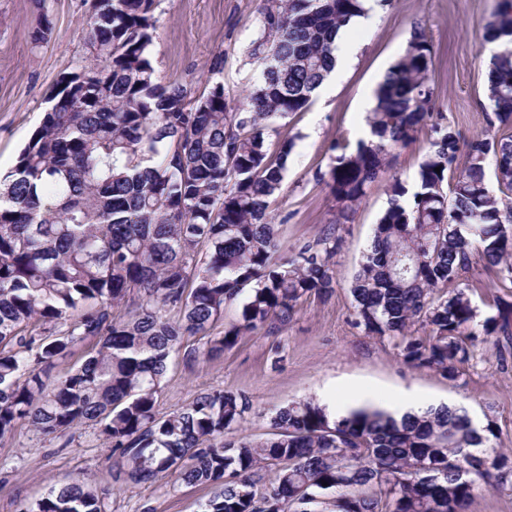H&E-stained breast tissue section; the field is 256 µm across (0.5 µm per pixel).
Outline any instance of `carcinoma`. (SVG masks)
I'll list each match as a JSON object with an SVG mask.
<instances>
[{
  "mask_svg": "<svg viewBox=\"0 0 512 512\" xmlns=\"http://www.w3.org/2000/svg\"><path fill=\"white\" fill-rule=\"evenodd\" d=\"M261 2L254 55L264 68L233 109L218 83L197 94L155 75L147 54L157 0H96L90 47L101 66L63 73L54 104L0 176V439L20 424L60 438L90 423L115 480L136 487L171 475L212 486L204 512H311L326 490L337 512H473L478 483L512 493V449L475 452L488 437L447 406L332 420L311 400L292 402L264 441L236 434L252 410L237 392L157 409L172 355L217 361L260 331L280 335L308 298L334 294L341 225L393 149L427 126L414 190L389 185L350 284L355 325L392 340L407 366L453 381L487 345L502 361L512 353V0L483 31L501 42L487 75L493 133L466 139L432 121V47L414 31L375 91L368 136L332 146L320 179L333 219L282 258L269 208L294 142L272 150L268 132L308 107L335 67L336 36L365 8ZM478 258L502 290L481 320L466 284ZM243 294L240 318L213 333ZM417 325L427 335H415ZM280 461L288 466L277 484L257 491L262 469ZM107 494L72 479L20 512H106Z\"/></svg>",
  "mask_w": 512,
  "mask_h": 512,
  "instance_id": "cac0c4a2",
  "label": "carcinoma"
}]
</instances>
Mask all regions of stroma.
I'll use <instances>...</instances> for the list:
<instances>
[{
    "label": "stroma",
    "mask_w": 512,
    "mask_h": 512,
    "mask_svg": "<svg viewBox=\"0 0 512 512\" xmlns=\"http://www.w3.org/2000/svg\"><path fill=\"white\" fill-rule=\"evenodd\" d=\"M94 0H0V173L10 171L19 151L52 104L66 67L93 68L91 53ZM497 0H371L367 22L349 25L350 63L340 77L316 92L309 106L276 119L279 137L292 138L281 193L270 211L283 247L316 238L331 219L329 187L316 178L327 171L338 135L358 140L375 90L404 52L414 27H422L432 47L429 84L432 110L440 122L463 136L485 135L490 111L487 72L491 56L482 43L485 20ZM51 30L47 43L35 46L40 14ZM149 59L166 84L202 92L213 83L224 87L229 106L239 105L262 69L253 56L262 33L260 0H158ZM221 71H213L214 61ZM428 133L397 148L396 159L370 184L352 223L344 225L343 246L335 258L336 292L325 302L309 300L277 337L254 336L222 360L184 364L173 355L161 383L159 410L188 405L205 390L245 394L253 409L241 434L271 435L272 418L288 403L320 400L362 387L389 403L404 390L461 403L467 414L491 424L489 444L512 448V355L499 361L484 348L460 379L405 366L392 341L364 335L354 324L349 287L375 224L388 206L392 182L413 185L428 143ZM110 451L95 430L84 426L70 445L19 426L0 440V512H19L23 503L44 496L72 476L109 489L107 512H201L211 487L188 486L166 476L134 488L112 478Z\"/></svg>",
    "instance_id": "1"
}]
</instances>
